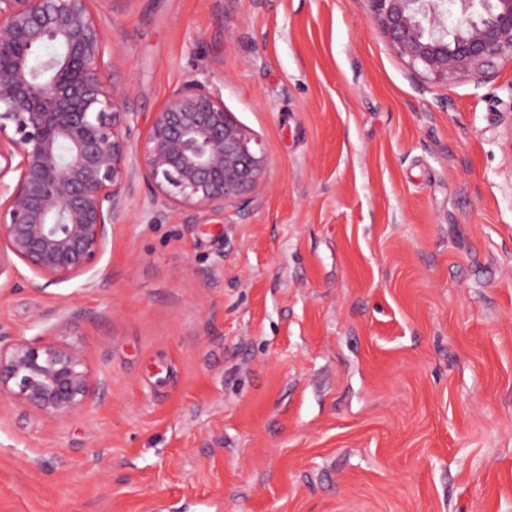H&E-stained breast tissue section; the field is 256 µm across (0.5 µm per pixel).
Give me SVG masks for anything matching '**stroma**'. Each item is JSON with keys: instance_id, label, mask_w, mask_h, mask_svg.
Segmentation results:
<instances>
[{"instance_id": "obj_1", "label": "stroma", "mask_w": 512, "mask_h": 512, "mask_svg": "<svg viewBox=\"0 0 512 512\" xmlns=\"http://www.w3.org/2000/svg\"><path fill=\"white\" fill-rule=\"evenodd\" d=\"M92 7L139 129L206 77L270 170L220 216L138 180L102 284L0 288L91 380L0 399V512H512V62L424 81L366 0Z\"/></svg>"}]
</instances>
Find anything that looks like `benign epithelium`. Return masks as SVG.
I'll return each mask as SVG.
<instances>
[{"label": "benign epithelium", "instance_id": "7a95c632", "mask_svg": "<svg viewBox=\"0 0 512 512\" xmlns=\"http://www.w3.org/2000/svg\"><path fill=\"white\" fill-rule=\"evenodd\" d=\"M93 0H0V276L61 284L101 272L134 181L174 211L224 213L266 179L260 140L190 79L133 139L128 88ZM396 53L431 80L491 79L512 60V0H366ZM0 331V396L63 421L90 397L82 351Z\"/></svg>", "mask_w": 512, "mask_h": 512}]
</instances>
